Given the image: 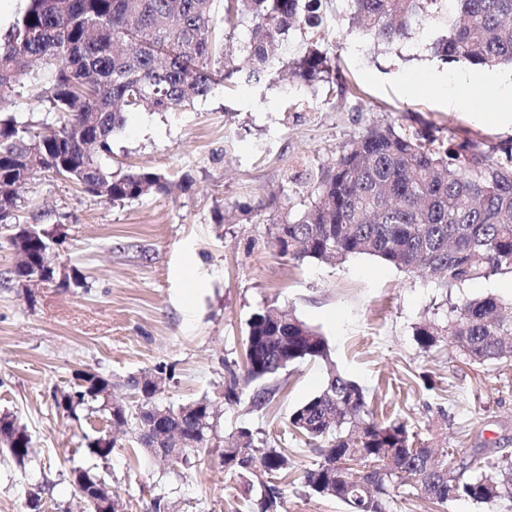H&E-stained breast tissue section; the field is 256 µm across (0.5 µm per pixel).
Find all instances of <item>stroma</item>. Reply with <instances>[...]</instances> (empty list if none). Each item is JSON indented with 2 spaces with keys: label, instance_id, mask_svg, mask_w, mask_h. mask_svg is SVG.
<instances>
[{
  "label": "stroma",
  "instance_id": "obj_1",
  "mask_svg": "<svg viewBox=\"0 0 512 512\" xmlns=\"http://www.w3.org/2000/svg\"><path fill=\"white\" fill-rule=\"evenodd\" d=\"M322 11L329 26L321 47L351 92L316 94L277 69L257 83L229 82L182 110L128 114L112 138L113 171L148 168L189 179L188 189L112 204L39 173L21 190V223L56 229L58 274L75 272L79 281L16 287L8 272L17 255L0 234V415L25 425L36 451L23 469L0 460V512H29L28 494L41 484L44 512H79L70 471L95 469L86 441L108 424L87 410L74 420L56 408L55 394L70 390L77 373L108 377L114 397L130 404L126 379L163 364L171 375L164 405L221 397L231 377L244 375L251 317L269 306L326 337L378 421L407 420L439 448L512 452V367L469 364L444 343L425 352L413 338L417 323L446 321L449 303L512 300V277L447 290L366 255L296 261L281 255L272 230L273 220L308 204V174L372 127L420 120L462 139L512 141V126L494 118L512 105L500 95L512 86V65L442 61L424 29L378 49L348 0H322ZM243 203L250 213L240 211ZM324 378L322 365L296 363L269 379L277 394L265 409H251L248 386L244 400L222 407L220 438L248 427L292 458L283 512H346L338 500L305 492L300 477L318 455L288 428L291 410ZM219 453L211 446L196 452L192 467H163L130 432L106 478L126 512H152L160 493L170 512H241L240 480Z\"/></svg>",
  "mask_w": 512,
  "mask_h": 512
}]
</instances>
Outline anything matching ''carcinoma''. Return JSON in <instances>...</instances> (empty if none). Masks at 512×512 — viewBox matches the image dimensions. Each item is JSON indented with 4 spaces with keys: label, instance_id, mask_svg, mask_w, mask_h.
I'll return each instance as SVG.
<instances>
[{
    "label": "carcinoma",
    "instance_id": "cac0c4a2",
    "mask_svg": "<svg viewBox=\"0 0 512 512\" xmlns=\"http://www.w3.org/2000/svg\"><path fill=\"white\" fill-rule=\"evenodd\" d=\"M361 32L389 47L425 23L433 48L444 60L480 67L512 63V0H349ZM322 0H224L217 18L215 0H28L12 28L0 38V90L27 85L38 105H48L56 128L39 132L9 116L0 118V228L17 249L25 246L30 265L50 254L55 230L11 221L26 173L43 170L108 203H125L171 193L163 174L138 169L119 175L105 164L112 136L135 110L176 111L208 97L232 77L249 81L256 71L282 64L285 35L312 33L305 53L288 61L298 83L333 91L336 60L320 49ZM249 23L247 65L234 63L228 30ZM223 63L213 67L214 61ZM309 204L284 224L274 225L280 252L294 260H337L368 255L407 273L423 271L442 288L512 274V143L487 145L458 140L455 130L438 135L424 128L376 126L347 142L334 163L309 175ZM268 307L253 315L244 343L246 379L257 384L250 406L262 410L276 389L265 381L301 361L326 365L321 389L294 407L288 427L312 447L319 462L306 469L307 492L335 498L347 512H390L391 490L437 506L459 499L512 507V453L474 448L448 462L449 450L416 439L403 421L381 424L363 388L333 363L327 340L304 321L277 316ZM418 347L429 352L447 340L471 364L506 367L512 361V301L495 297L452 304L448 319L423 321L414 329ZM168 378L159 365L127 379L138 396L131 407L112 410V381L83 372L71 390L54 398L56 408L98 413L114 428L133 426L147 443L145 410L176 411L159 402L151 377ZM219 401L202 397L179 406L167 418L181 432L184 465L206 448ZM239 457L222 464L241 479L249 512H282L283 485L290 461L258 432L239 428L231 435ZM114 439L100 435L89 453L107 467ZM0 454L24 467L35 449L25 426L0 415ZM377 463L366 475L380 493L372 498L340 474L350 457ZM391 468V474L382 472ZM69 479L85 486L87 512H100L109 483L75 468Z\"/></svg>",
    "mask_w": 512,
    "mask_h": 512
}]
</instances>
